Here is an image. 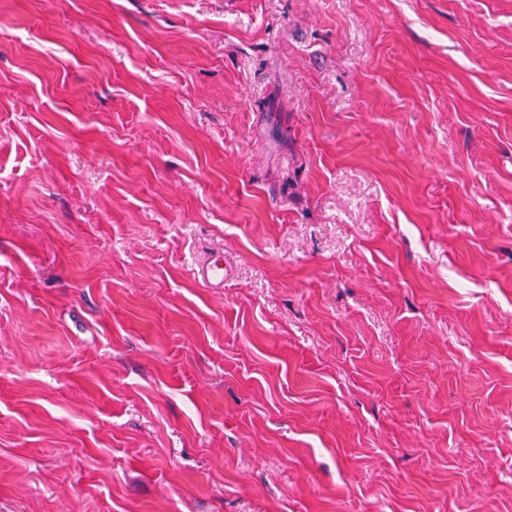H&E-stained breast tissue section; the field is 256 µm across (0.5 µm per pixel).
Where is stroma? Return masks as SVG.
Instances as JSON below:
<instances>
[{
  "label": "stroma",
  "mask_w": 512,
  "mask_h": 512,
  "mask_svg": "<svg viewBox=\"0 0 512 512\" xmlns=\"http://www.w3.org/2000/svg\"><path fill=\"white\" fill-rule=\"evenodd\" d=\"M0 512H512V0H0ZM197 277L207 288H223L230 277V268L220 257H207L194 269Z\"/></svg>",
  "instance_id": "1"
}]
</instances>
